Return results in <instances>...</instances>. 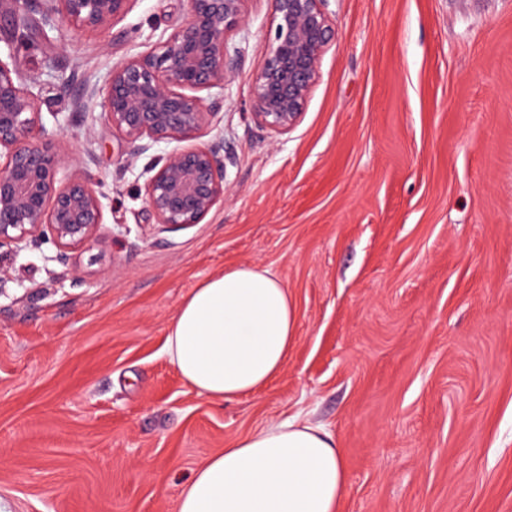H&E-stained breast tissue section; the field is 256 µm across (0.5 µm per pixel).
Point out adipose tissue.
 Returning <instances> with one entry per match:
<instances>
[{
	"mask_svg": "<svg viewBox=\"0 0 512 512\" xmlns=\"http://www.w3.org/2000/svg\"><path fill=\"white\" fill-rule=\"evenodd\" d=\"M297 311L283 281L258 265L201 282L170 320L165 354L182 379L216 402H233L282 373ZM347 482L323 427L270 423L207 457L182 486L176 512H338Z\"/></svg>",
	"mask_w": 512,
	"mask_h": 512,
	"instance_id": "adipose-tissue-1",
	"label": "adipose tissue"
}]
</instances>
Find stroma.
<instances>
[{"instance_id":"stroma-1","label":"stroma","mask_w":512,"mask_h":512,"mask_svg":"<svg viewBox=\"0 0 512 512\" xmlns=\"http://www.w3.org/2000/svg\"><path fill=\"white\" fill-rule=\"evenodd\" d=\"M247 9L215 118L230 192L182 230L154 224L147 158L120 168L132 148L101 107L55 94L180 26L186 0L17 54L63 149L93 157L105 222L77 282L0 257V512H175L205 458L297 414L342 451L339 512H512V0H328L336 42L282 136L251 118L270 4ZM245 264L287 285L297 340L271 385L218 403L168 362L166 329Z\"/></svg>"}]
</instances>
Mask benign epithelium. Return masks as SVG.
<instances>
[{"label": "benign epithelium", "instance_id": "1", "mask_svg": "<svg viewBox=\"0 0 512 512\" xmlns=\"http://www.w3.org/2000/svg\"><path fill=\"white\" fill-rule=\"evenodd\" d=\"M134 0H10L7 18L19 33L21 17L39 15L48 43L63 27L96 33L112 28ZM248 0H188V16L150 50L113 63L103 83L74 72L57 85L58 98L84 112L100 103L112 133L133 147L123 166L160 143L173 145L145 168L140 192L163 228L201 224L224 205L228 191L224 134L213 120L221 100L213 90L241 64L228 38L247 25ZM327 0H270L271 45L255 66L251 117L282 136L301 121L333 45L336 19ZM15 41L0 51V255L39 252L64 270H78V254L105 223L101 179L83 159L61 151L60 130L43 123L47 100L37 80L15 67ZM74 172L60 177L66 167Z\"/></svg>", "mask_w": 512, "mask_h": 512}]
</instances>
